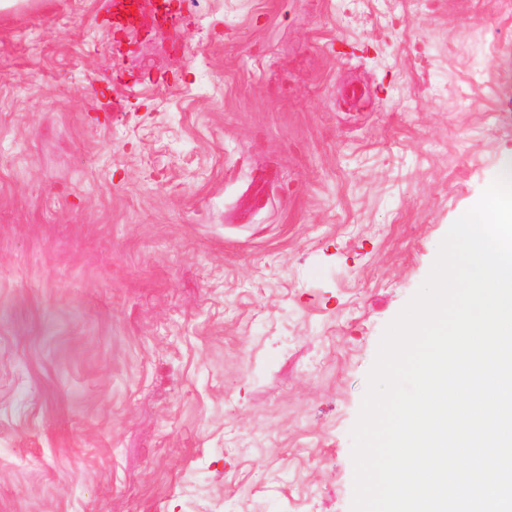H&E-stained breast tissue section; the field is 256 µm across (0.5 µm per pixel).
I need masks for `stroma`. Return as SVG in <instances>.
<instances>
[{
  "mask_svg": "<svg viewBox=\"0 0 512 512\" xmlns=\"http://www.w3.org/2000/svg\"><path fill=\"white\" fill-rule=\"evenodd\" d=\"M0 12V512H351L386 325L512 157L497 0ZM183 3L180 4L179 10L175 12H170L167 7V3H163L161 6L155 8L153 13L146 15L144 11L141 10V6L136 2L137 11L140 18V25L144 28H151L154 26L157 17H162L164 20L163 24H168L170 26H177L181 19L183 18L184 5L188 3V0H181Z\"/></svg>",
  "mask_w": 512,
  "mask_h": 512,
  "instance_id": "stroma-1",
  "label": "stroma"
}]
</instances>
